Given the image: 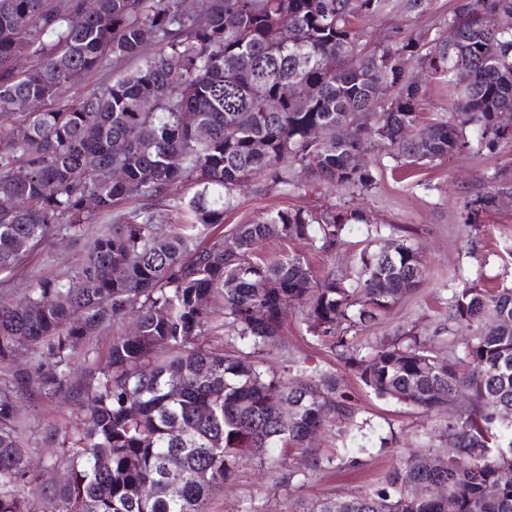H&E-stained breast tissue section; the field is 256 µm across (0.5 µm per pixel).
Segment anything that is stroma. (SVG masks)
Wrapping results in <instances>:
<instances>
[{"label":"stroma","instance_id":"35a3bbf8","mask_svg":"<svg viewBox=\"0 0 512 512\" xmlns=\"http://www.w3.org/2000/svg\"><path fill=\"white\" fill-rule=\"evenodd\" d=\"M457 4L458 0H427L423 13L416 16L405 12L399 0H392L384 13L359 21L358 27L373 46L391 36L407 39L423 32L432 39L442 38ZM406 73L418 78L424 88L419 108L422 121L451 118L453 97L447 82L414 59L407 60ZM366 161L375 170V182L361 191L328 190L319 185L273 187L265 178H256L238 193L236 208L225 213L219 230L230 234L236 225L278 209H363L368 223L348 225L333 255L318 252L310 241L295 240L263 243L254 257L274 262L297 254L304 257L314 279L336 272L353 281L358 277L357 258L362 250L376 251L393 239L409 237L422 251L425 281L375 325L357 332L356 340L366 348L413 327L430 338L440 356H447L461 343L444 328L452 289L467 286L491 292L512 287V200L485 215L482 223L465 221L466 203L487 191L495 173L512 177V147L491 152L470 148L450 158L406 167L392 158L388 148L377 146L368 152ZM99 230V225L88 224L78 237L61 228L54 230L42 244L24 253L11 271L0 272V302L13 301L38 279L72 276ZM304 310V304H289L280 329L281 347L256 353L255 359L262 368L277 373L288 369L305 377L336 375L355 406L357 425L347 429L327 424L306 449L279 448L263 463L243 458L231 480L213 491L210 512H300L312 500L375 488L397 466L400 454L441 452L448 446L439 429L454 414V407L425 414L375 395L307 331ZM128 328L125 322L107 324L87 339L71 361L72 383L81 386L96 377L113 335ZM16 405L30 467L42 478H62L66 467L55 450L64 433L80 426L81 405L66 392L50 397L34 390L18 394ZM356 443L364 444L366 451L353 468L344 455Z\"/></svg>","mask_w":512,"mask_h":512}]
</instances>
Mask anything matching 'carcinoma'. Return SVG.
<instances>
[{"mask_svg":"<svg viewBox=\"0 0 512 512\" xmlns=\"http://www.w3.org/2000/svg\"><path fill=\"white\" fill-rule=\"evenodd\" d=\"M84 4L0 0V272L52 229L77 234L106 219L70 280L41 279L0 304V364L26 348L47 351V362L16 374L17 389L68 391L85 407L82 427L62 442L68 479L48 490L26 463L15 396L0 391V512H209L213 487L243 457L301 447L330 421L353 424L335 378L270 376L251 355L199 342L215 296L234 341L275 346L284 310L303 300L307 330L377 395L437 412L466 392L442 431L456 451L437 467L428 466L433 454H413L375 489L310 512H448L450 500L455 512H512V326H499L512 321L511 287L452 290L448 320L469 336L446 359L411 330L366 356L343 332L375 324L420 286L425 267L408 240L362 251L348 286L334 274L312 280L298 255L271 264L249 255L267 240L311 237L332 253L347 225L367 223L360 210L279 209L237 225L229 248L211 236L257 175L290 186L297 166L336 188H367L373 170L352 157L375 142L403 165L511 144L502 116L512 112V0H458L448 22L458 42L436 38L424 53L412 40L360 48L356 22L388 0H98L92 15ZM487 14L497 27L484 25ZM397 55L450 84L465 66L458 121L421 122V87L391 63ZM327 57L336 67L324 66ZM134 60L143 64L66 98L85 75ZM383 83L395 90L387 99ZM274 97L279 110L265 111ZM511 197L512 181L494 180L468 203L467 222ZM132 198L142 204L127 207ZM160 204L186 222L155 223ZM259 279L271 287L258 291ZM127 317L137 334L114 337L96 383L74 386L73 354ZM175 455L182 465L171 473ZM169 481L181 497L165 492ZM18 484L28 496L14 494Z\"/></svg>","mask_w":512,"mask_h":512,"instance_id":"obj_1","label":"carcinoma"}]
</instances>
